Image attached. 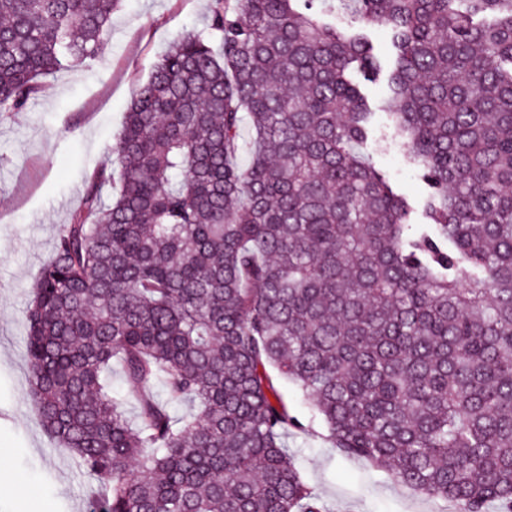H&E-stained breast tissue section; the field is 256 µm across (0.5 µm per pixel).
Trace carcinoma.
Returning a JSON list of instances; mask_svg holds the SVG:
<instances>
[{
  "instance_id": "1",
  "label": "carcinoma",
  "mask_w": 512,
  "mask_h": 512,
  "mask_svg": "<svg viewBox=\"0 0 512 512\" xmlns=\"http://www.w3.org/2000/svg\"><path fill=\"white\" fill-rule=\"evenodd\" d=\"M120 2L0 0V112L99 58ZM338 11L387 27L389 70ZM383 75L424 224L362 152ZM112 152L27 314L41 426L101 512H327L277 377L339 452L512 512V0H212Z\"/></svg>"
}]
</instances>
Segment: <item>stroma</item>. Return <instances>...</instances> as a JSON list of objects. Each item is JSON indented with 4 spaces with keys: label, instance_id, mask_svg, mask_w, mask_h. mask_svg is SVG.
I'll return each mask as SVG.
<instances>
[{
    "label": "stroma",
    "instance_id": "1",
    "mask_svg": "<svg viewBox=\"0 0 512 512\" xmlns=\"http://www.w3.org/2000/svg\"><path fill=\"white\" fill-rule=\"evenodd\" d=\"M211 0H122L100 60L44 79L23 109L0 114V512H95L93 478L41 426L29 394L27 311L32 285L57 234L83 202L94 173L111 167L112 145L138 84L186 31L207 25ZM423 223L426 186L406 160L384 113L363 146ZM303 423L288 434L303 480L330 512H457L452 501L398 485L367 459L333 448L312 402L279 381Z\"/></svg>",
    "mask_w": 512,
    "mask_h": 512
}]
</instances>
